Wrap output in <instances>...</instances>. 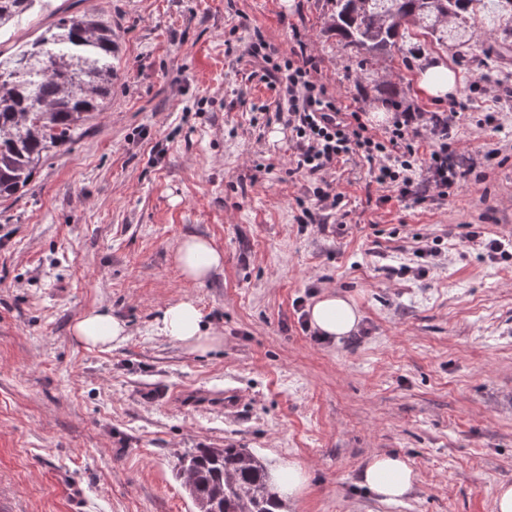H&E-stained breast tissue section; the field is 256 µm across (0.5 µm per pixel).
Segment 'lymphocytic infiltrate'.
Instances as JSON below:
<instances>
[{
	"label": "lymphocytic infiltrate",
	"mask_w": 512,
	"mask_h": 512,
	"mask_svg": "<svg viewBox=\"0 0 512 512\" xmlns=\"http://www.w3.org/2000/svg\"><path fill=\"white\" fill-rule=\"evenodd\" d=\"M247 53L263 62L262 80L286 103L285 124L297 149L293 172L312 177L357 152L366 161H379L376 182L395 188L403 198L418 182L444 197L463 178L449 151L451 115L404 109L395 113L388 136L381 140L370 132L360 112L342 106L312 80L317 69L314 57L294 50L284 62H276L275 48L260 35L249 44ZM425 132L438 147L422 161L417 140Z\"/></svg>",
	"instance_id": "1"
}]
</instances>
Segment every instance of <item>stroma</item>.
Instances as JSON below:
<instances>
[{"label":"stroma","mask_w":512,"mask_h":512,"mask_svg":"<svg viewBox=\"0 0 512 512\" xmlns=\"http://www.w3.org/2000/svg\"><path fill=\"white\" fill-rule=\"evenodd\" d=\"M87 10L112 26V97L0 201V512H194L181 460L227 446L305 469L285 512H495L512 484V259L463 238L469 224L512 235V71L472 61L489 31L476 24L468 56L428 41L367 64L329 30L333 0H38L0 50ZM258 33L284 56L304 43L314 80L380 137L392 123L371 115L394 104L447 111L416 86L445 57L473 174L416 204L354 154L328 174L340 207L299 224L311 180L289 174L278 98L244 53ZM486 112L499 127L479 126ZM189 236L224 253L202 285L173 261ZM435 239L442 253L417 275L414 252ZM328 289L354 302L360 330L319 344L294 303ZM187 297L222 337L203 354L152 331ZM98 306L128 325L117 347L71 333ZM229 384L247 398L231 419L175 396ZM379 452L417 475L403 501L362 482Z\"/></svg>","instance_id":"1"}]
</instances>
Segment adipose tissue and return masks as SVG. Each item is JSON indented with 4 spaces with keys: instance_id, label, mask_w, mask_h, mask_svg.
<instances>
[{
    "instance_id": "obj_1",
    "label": "adipose tissue",
    "mask_w": 512,
    "mask_h": 512,
    "mask_svg": "<svg viewBox=\"0 0 512 512\" xmlns=\"http://www.w3.org/2000/svg\"><path fill=\"white\" fill-rule=\"evenodd\" d=\"M421 95L437 102L454 96L460 84L445 59L435 57L425 64L417 81ZM177 262L184 275L197 284H205L212 273L222 267L224 255L208 239L191 236L183 239L176 250ZM311 325L327 337L349 334L359 319L353 302L324 292L309 312ZM154 329L189 351H205L215 347L220 337L202 323L193 300L185 299L166 306L156 317ZM71 333L81 344L115 346L126 339V326L110 309L95 307L85 311L72 325ZM417 476L408 463L395 454H374L363 472V482L385 503L402 501L414 488Z\"/></svg>"
}]
</instances>
